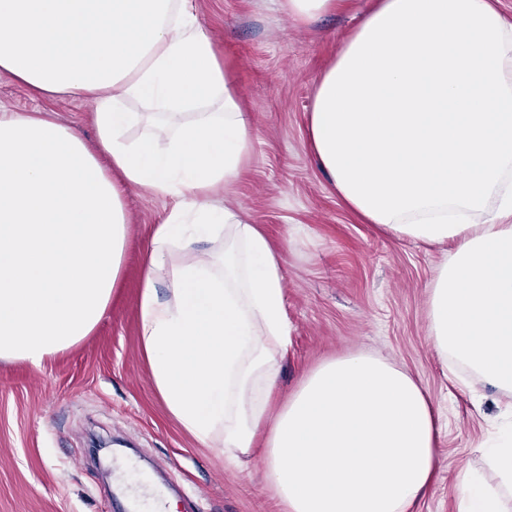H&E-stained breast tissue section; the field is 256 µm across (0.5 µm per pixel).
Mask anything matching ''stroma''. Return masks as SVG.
<instances>
[{
	"mask_svg": "<svg viewBox=\"0 0 512 512\" xmlns=\"http://www.w3.org/2000/svg\"><path fill=\"white\" fill-rule=\"evenodd\" d=\"M375 0H342L306 27L259 0H194L232 85L252 114V158L227 198L285 257L291 346L282 396L325 361L364 352L406 365L439 408L440 468L415 512H456V476L480 463L478 445L508 399L448 372L429 337L426 286L444 245L394 240L339 200L306 144L317 79ZM0 108L50 112L94 141L89 106L54 101L0 75ZM131 224L120 288L94 332L41 366L0 362V512H124L129 489L115 453L92 439L128 443L177 512H284L259 458L224 463L184 433L155 394L138 342L139 292L150 231L165 199L127 194Z\"/></svg>",
	"mask_w": 512,
	"mask_h": 512,
	"instance_id": "stroma-1",
	"label": "stroma"
}]
</instances>
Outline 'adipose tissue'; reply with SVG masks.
I'll list each match as a JSON object with an SVG mask.
<instances>
[{
  "label": "adipose tissue",
  "instance_id": "1",
  "mask_svg": "<svg viewBox=\"0 0 512 512\" xmlns=\"http://www.w3.org/2000/svg\"><path fill=\"white\" fill-rule=\"evenodd\" d=\"M0 73L91 105L96 132L0 109V361L41 365L105 316L125 197L172 206L151 234L139 344L155 393L232 465L258 456L286 512H414L439 467L421 382L354 353L287 399L284 258L213 198L253 119L191 0H0ZM308 143L343 203L395 239L452 243L427 284L441 360L512 396V19L498 0H378L316 83ZM209 242L210 250L196 246ZM457 475V512H506L512 423Z\"/></svg>",
  "mask_w": 512,
  "mask_h": 512
}]
</instances>
